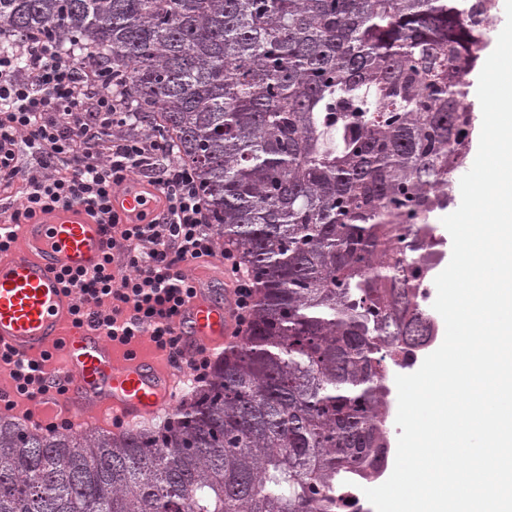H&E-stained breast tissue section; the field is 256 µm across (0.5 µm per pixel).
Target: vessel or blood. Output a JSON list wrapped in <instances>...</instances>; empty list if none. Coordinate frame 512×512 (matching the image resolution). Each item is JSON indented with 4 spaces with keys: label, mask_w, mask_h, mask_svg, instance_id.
Returning a JSON list of instances; mask_svg holds the SVG:
<instances>
[{
    "label": "vessel or blood",
    "mask_w": 512,
    "mask_h": 512,
    "mask_svg": "<svg viewBox=\"0 0 512 512\" xmlns=\"http://www.w3.org/2000/svg\"><path fill=\"white\" fill-rule=\"evenodd\" d=\"M154 186L135 179L112 194V209L136 222L155 209ZM10 239L0 251V353L42 363L49 385L36 417L50 432L73 427L124 433L158 424L189 394L184 365L148 339L123 345L89 322H77V300L61 284L64 273L93 271L108 252L112 231L85 205L57 208L31 224H0ZM195 295L175 317L173 333L185 354L223 355L236 339L234 282L223 272L197 277Z\"/></svg>",
    "instance_id": "b4317fda"
}]
</instances>
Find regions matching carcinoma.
<instances>
[{
    "mask_svg": "<svg viewBox=\"0 0 512 512\" xmlns=\"http://www.w3.org/2000/svg\"><path fill=\"white\" fill-rule=\"evenodd\" d=\"M496 0H0V37L91 43L128 125L192 166L256 288L174 424L0 418V512H340L388 447L386 364L426 345L430 217L475 129Z\"/></svg>",
    "mask_w": 512,
    "mask_h": 512,
    "instance_id": "1",
    "label": "carcinoma"
}]
</instances>
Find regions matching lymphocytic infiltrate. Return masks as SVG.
Segmentation results:
<instances>
[{
	"label": "lymphocytic infiltrate",
	"mask_w": 512,
	"mask_h": 512,
	"mask_svg": "<svg viewBox=\"0 0 512 512\" xmlns=\"http://www.w3.org/2000/svg\"><path fill=\"white\" fill-rule=\"evenodd\" d=\"M56 42L0 47V185L21 184L14 224L60 206L82 203L113 231L112 254L91 273H69L63 284L78 298L76 316L120 343L148 334L158 349L181 358L172 320L194 294L180 270L191 260L220 259L235 281L239 331L251 322L254 282L234 250L216 251L213 218L197 173L174 157L163 136L114 137L133 109L128 86ZM28 148L30 165L19 160ZM141 173L161 192V211L128 224L112 209V193ZM127 274H119L116 262Z\"/></svg>",
	"instance_id": "1"
}]
</instances>
